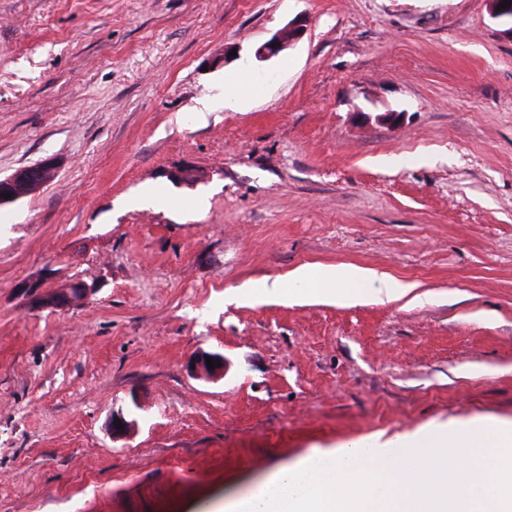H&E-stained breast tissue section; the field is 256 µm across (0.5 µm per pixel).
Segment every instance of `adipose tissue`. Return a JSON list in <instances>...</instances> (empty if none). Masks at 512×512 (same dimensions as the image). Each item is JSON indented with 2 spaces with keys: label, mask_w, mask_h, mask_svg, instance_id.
Segmentation results:
<instances>
[{
  "label": "adipose tissue",
  "mask_w": 512,
  "mask_h": 512,
  "mask_svg": "<svg viewBox=\"0 0 512 512\" xmlns=\"http://www.w3.org/2000/svg\"><path fill=\"white\" fill-rule=\"evenodd\" d=\"M292 278L295 283L316 287L344 302L359 299L369 288L378 298L389 301L415 292L414 284L383 277L353 264L305 266L296 270Z\"/></svg>",
  "instance_id": "1"
}]
</instances>
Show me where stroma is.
<instances>
[{"label":"stroma","instance_id":"stroma-1","mask_svg":"<svg viewBox=\"0 0 512 512\" xmlns=\"http://www.w3.org/2000/svg\"><path fill=\"white\" fill-rule=\"evenodd\" d=\"M48 158L0 208V512H220L280 467L512 422V38L487 0H0V176ZM316 264L424 299L295 288ZM74 278L99 290L66 311L19 290ZM302 27L303 25L289 23L279 29L272 37L256 49V56L265 59L278 55L301 38L303 32ZM272 43H275V47H272ZM57 168L51 159L17 169L7 177L0 176V207L15 203L39 188L47 185L56 177ZM3 194L12 198L5 200Z\"/></svg>","mask_w":512,"mask_h":512}]
</instances>
